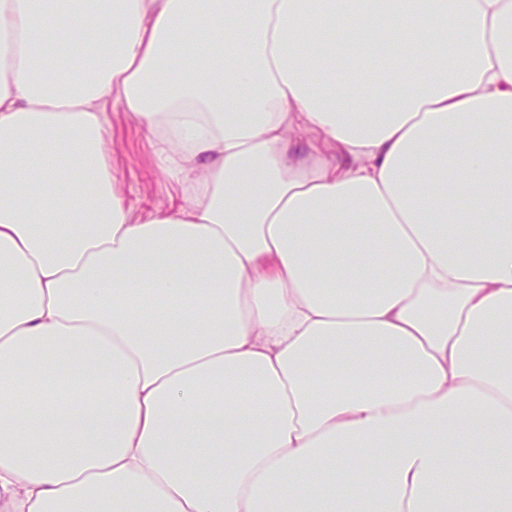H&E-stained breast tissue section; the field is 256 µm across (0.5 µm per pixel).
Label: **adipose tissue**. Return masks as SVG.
I'll return each instance as SVG.
<instances>
[{
  "instance_id": "obj_1",
  "label": "adipose tissue",
  "mask_w": 512,
  "mask_h": 512,
  "mask_svg": "<svg viewBox=\"0 0 512 512\" xmlns=\"http://www.w3.org/2000/svg\"><path fill=\"white\" fill-rule=\"evenodd\" d=\"M0 512H512V0H0ZM112 122V173L135 212L143 207L163 208L174 195V185L152 161L151 136L144 126L122 112L109 109Z\"/></svg>"
}]
</instances>
